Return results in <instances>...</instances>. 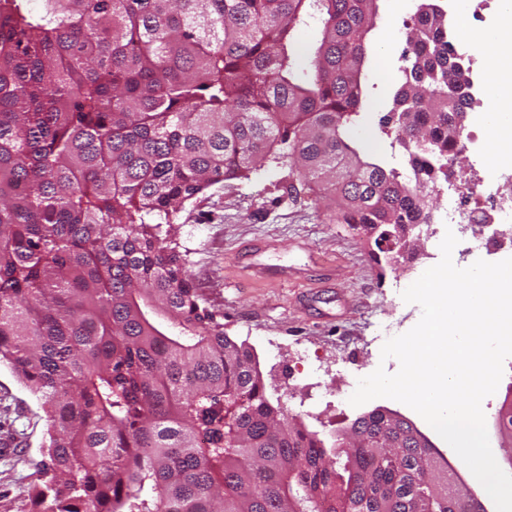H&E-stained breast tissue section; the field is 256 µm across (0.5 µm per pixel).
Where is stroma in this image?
<instances>
[{"label": "stroma", "instance_id": "stroma-1", "mask_svg": "<svg viewBox=\"0 0 512 512\" xmlns=\"http://www.w3.org/2000/svg\"><path fill=\"white\" fill-rule=\"evenodd\" d=\"M377 26L368 37L360 117L350 138L369 155L406 167L408 155L393 126L383 125L399 83L414 26L417 0H379ZM285 169L267 162L250 178L214 185L178 213L172 233L186 251L201 303L222 316L225 332L252 348L266 382L268 399L300 417L321 437L346 428L359 415L384 409L401 414L434 444L460 480L495 507L468 467L414 410L376 398L352 406L360 378L377 367L396 373V359H382L368 336L401 335L419 321V305L402 291L441 259L445 225L435 227L425 256L411 265L374 260V242L361 231L331 220L322 203L291 195ZM307 347L323 368L321 380L305 373L294 352ZM512 404V358L496 392L483 402L489 442L499 466L512 473V448L496 421ZM46 422L36 398L7 365L0 363V512H30L28 489L42 458Z\"/></svg>", "mask_w": 512, "mask_h": 512}]
</instances>
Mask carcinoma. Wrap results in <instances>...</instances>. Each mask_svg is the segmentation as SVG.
Instances as JSON below:
<instances>
[{"label":"carcinoma","mask_w":512,"mask_h":512,"mask_svg":"<svg viewBox=\"0 0 512 512\" xmlns=\"http://www.w3.org/2000/svg\"><path fill=\"white\" fill-rule=\"evenodd\" d=\"M379 0H0V362L37 397L34 512H485L387 414L326 446L267 398L169 226L262 162L375 247L447 181L438 77L393 97L414 181L348 136ZM311 17L310 68L292 59ZM407 51H455L420 16Z\"/></svg>","instance_id":"1"}]
</instances>
